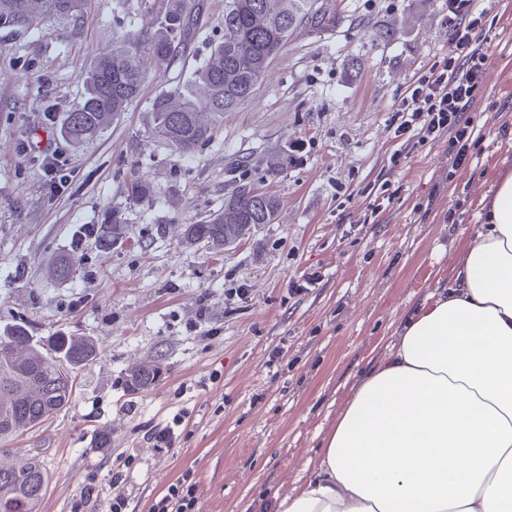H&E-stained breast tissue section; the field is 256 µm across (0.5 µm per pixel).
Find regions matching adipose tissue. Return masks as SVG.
<instances>
[{
    "instance_id": "adipose-tissue-1",
    "label": "adipose tissue",
    "mask_w": 512,
    "mask_h": 512,
    "mask_svg": "<svg viewBox=\"0 0 512 512\" xmlns=\"http://www.w3.org/2000/svg\"><path fill=\"white\" fill-rule=\"evenodd\" d=\"M276 512H512V171Z\"/></svg>"
}]
</instances>
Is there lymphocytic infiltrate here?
<instances>
[{"instance_id": "lymphocytic-infiltrate-1", "label": "lymphocytic infiltrate", "mask_w": 512, "mask_h": 512, "mask_svg": "<svg viewBox=\"0 0 512 512\" xmlns=\"http://www.w3.org/2000/svg\"><path fill=\"white\" fill-rule=\"evenodd\" d=\"M486 16L479 0H448L451 48L410 82L392 113L395 139L425 144L444 137L455 162L468 161L469 144L481 137L466 114L483 88Z\"/></svg>"}]
</instances>
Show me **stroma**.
Wrapping results in <instances>:
<instances>
[{
	"label": "stroma",
	"mask_w": 512,
	"mask_h": 512,
	"mask_svg": "<svg viewBox=\"0 0 512 512\" xmlns=\"http://www.w3.org/2000/svg\"><path fill=\"white\" fill-rule=\"evenodd\" d=\"M337 2L335 29L294 35L251 100L186 155L148 138L149 105L191 80L223 36L225 0H204L181 62L79 146L58 131L99 54L150 26L147 0H87L76 22L0 27V336L21 326L98 351L61 411L0 441V465L40 456L41 512H71L92 471L89 512L118 493L126 512H151L184 477L200 512H275L361 375L451 280L483 195L512 169V0L483 2L493 45L470 111L486 129L469 148L475 165L454 164L444 139L395 140L388 122L413 75L448 51V0ZM289 151L294 162L263 184L278 201L273 223L217 256L181 245L184 225L223 210L236 159ZM48 154L64 185L50 187ZM131 171L151 201L128 199ZM381 182L391 200L380 205L367 188ZM110 215L125 235L104 249L96 230ZM74 253L77 278L53 280V263ZM152 362L156 384L130 391V368ZM155 427L173 429L168 447L157 448ZM103 433L111 443L96 447ZM128 455L113 487L112 462Z\"/></svg>",
	"instance_id": "1"
}]
</instances>
